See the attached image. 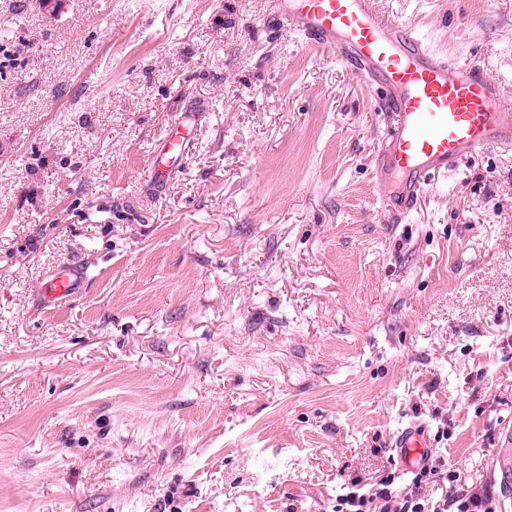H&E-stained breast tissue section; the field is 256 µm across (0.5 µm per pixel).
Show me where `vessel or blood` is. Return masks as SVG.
Masks as SVG:
<instances>
[{"label":"vessel or blood","mask_w":512,"mask_h":512,"mask_svg":"<svg viewBox=\"0 0 512 512\" xmlns=\"http://www.w3.org/2000/svg\"><path fill=\"white\" fill-rule=\"evenodd\" d=\"M279 19L307 43L337 52L354 72L383 91L393 115L384 151L376 160L382 206L403 220L438 177L489 144L512 146V99L474 65L448 59L417 30L380 10L376 0H281ZM197 116L181 113L158 143L148 179L162 185L179 168ZM83 267L66 263L38 286L43 307L73 299ZM392 446L403 472L417 471L433 452L425 424L396 434Z\"/></svg>","instance_id":"1"}]
</instances>
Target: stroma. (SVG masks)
Returning a JSON list of instances; mask_svg holds the SVG:
<instances>
[{
	"label": "stroma",
	"instance_id": "35a3bbf8",
	"mask_svg": "<svg viewBox=\"0 0 512 512\" xmlns=\"http://www.w3.org/2000/svg\"><path fill=\"white\" fill-rule=\"evenodd\" d=\"M378 5L512 96V0ZM277 9L0 0V512H333L411 422L512 512V148L391 223L390 114ZM197 121L195 112L181 113L172 124V127L158 142L156 158L151 161L148 180L154 185L161 186L174 171L181 165L185 149L190 143L187 135L190 128H194ZM84 284L83 267L66 263L49 272L38 285L43 307H55L73 299Z\"/></svg>",
	"mask_w": 512,
	"mask_h": 512
}]
</instances>
